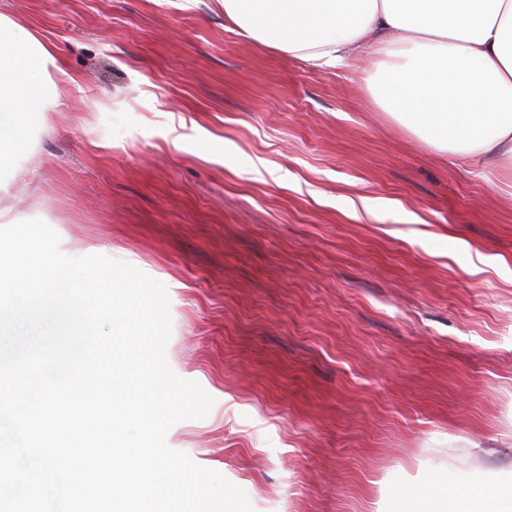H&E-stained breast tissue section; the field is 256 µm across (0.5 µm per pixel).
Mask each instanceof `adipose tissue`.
Returning <instances> with one entry per match:
<instances>
[{"label":"adipose tissue","instance_id":"ef3b65f1","mask_svg":"<svg viewBox=\"0 0 512 512\" xmlns=\"http://www.w3.org/2000/svg\"><path fill=\"white\" fill-rule=\"evenodd\" d=\"M251 39L315 67L369 57L374 103L452 160L512 166V0H217ZM54 62L0 14V169L27 146L16 113L37 84L26 52Z\"/></svg>","mask_w":512,"mask_h":512}]
</instances>
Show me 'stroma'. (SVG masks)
Segmentation results:
<instances>
[{
	"label": "stroma",
	"instance_id": "obj_1",
	"mask_svg": "<svg viewBox=\"0 0 512 512\" xmlns=\"http://www.w3.org/2000/svg\"><path fill=\"white\" fill-rule=\"evenodd\" d=\"M58 51L0 209L163 283L215 403L166 442L253 512L512 487V176L379 111L369 64L261 45L212 0H0Z\"/></svg>",
	"mask_w": 512,
	"mask_h": 512
}]
</instances>
